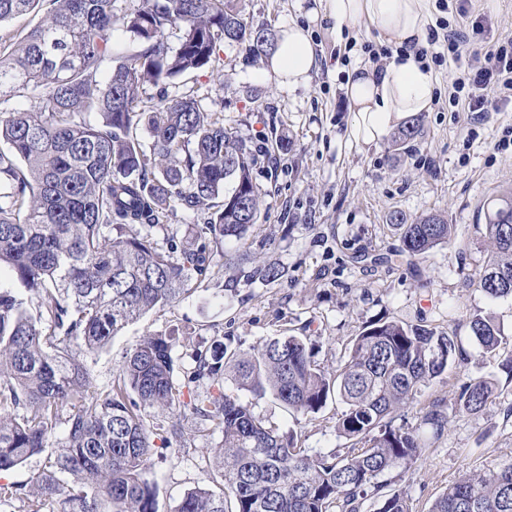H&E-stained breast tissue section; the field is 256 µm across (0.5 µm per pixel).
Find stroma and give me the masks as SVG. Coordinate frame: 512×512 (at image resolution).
<instances>
[{"mask_svg": "<svg viewBox=\"0 0 512 512\" xmlns=\"http://www.w3.org/2000/svg\"><path fill=\"white\" fill-rule=\"evenodd\" d=\"M244 8L253 26L276 34L293 22L309 27L318 65L308 84L288 88L269 73L266 58L225 45L215 72L178 80L168 95L215 101L225 126L257 150L258 220L245 246H224L225 255L242 248L251 260L237 265L226 263L225 255L215 258L205 289L127 326L94 355L92 366L98 381L107 382L144 336L172 332L181 336L175 354L185 370L193 367L196 348L228 336L249 346L292 331L308 337L318 363L333 370L373 321L396 319L456 333L461 356L427 390L448 414L443 436L432 439L418 409H410L406 422L426 438L428 449L411 467L384 476L390 488L408 493L416 512H427L463 472L512 459V385L499 369L512 354V299L490 301L469 281L493 249L484 204L512 189V148L498 146L503 129L512 127V109L477 116L449 111V82L477 63L466 52L433 68L441 97L423 117L422 138L402 146L389 136L375 145L358 143L351 136L345 84L364 61V44L381 46L379 31L360 22L336 32L323 0H244ZM282 137L289 141L284 150L276 147ZM395 211L411 219L442 213L455 226L454 238L426 257L385 262L399 244L389 222ZM267 263L282 268L278 282L250 278L253 266ZM487 314L507 339L492 354L479 352L469 330L474 316ZM186 332L192 341H183ZM477 377L501 382V395L479 413L457 412L456 391ZM343 409L332 400L315 416L297 420L273 400L256 406L281 430H293L302 446L325 453L347 444L336 430ZM182 427V437L155 442L163 454L155 465L158 512H174L185 491L211 486L218 477L206 449L219 434L196 432L188 417Z\"/></svg>", "mask_w": 512, "mask_h": 512, "instance_id": "stroma-1", "label": "stroma"}]
</instances>
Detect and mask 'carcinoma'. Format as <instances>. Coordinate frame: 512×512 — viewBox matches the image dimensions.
Returning a JSON list of instances; mask_svg holds the SVG:
<instances>
[{
	"label": "carcinoma",
	"instance_id": "obj_1",
	"mask_svg": "<svg viewBox=\"0 0 512 512\" xmlns=\"http://www.w3.org/2000/svg\"><path fill=\"white\" fill-rule=\"evenodd\" d=\"M37 8L38 27L0 34V267L19 284L0 289V474L52 452L29 482L0 483V502L19 500L25 512H157L154 438L164 429L180 437L181 417L191 415L198 431L221 435L207 449L219 481L185 492L174 512H361L369 496L376 512H414L407 493L380 477L426 452L403 424L407 409L420 406L424 424L443 435L448 416L424 392L462 354L454 334L373 323L331 372L304 336L246 349L219 342L195 350L182 383L171 336L144 337L105 387L76 360L196 292L190 284L207 276L215 248L242 243L257 223L251 146L204 100L146 103L145 86L212 68L225 42L258 57L275 37L253 27L242 0H137L132 8L128 0H0V24ZM117 21L133 43L118 58L109 38ZM19 95L29 108H8ZM422 134L417 116L394 143ZM179 210L204 216L181 240L170 232ZM389 221L399 230L395 255L405 258L429 254L454 229L440 213L411 221L395 211ZM484 223L494 251L478 287L492 300L512 298V192L487 204ZM252 275L272 284L283 271L265 264ZM470 330L486 353L505 340L489 315ZM204 376L210 386L185 396L186 383ZM228 377L252 399L270 397L305 418L342 401L336 430L347 445L302 447L226 394ZM498 389L495 380L465 382L457 409L477 413ZM150 410L169 426L149 419ZM428 512H512V461L464 472Z\"/></svg>",
	"mask_w": 512,
	"mask_h": 512
}]
</instances>
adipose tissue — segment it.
I'll return each mask as SVG.
<instances>
[{"label":"adipose tissue","mask_w":512,"mask_h":512,"mask_svg":"<svg viewBox=\"0 0 512 512\" xmlns=\"http://www.w3.org/2000/svg\"><path fill=\"white\" fill-rule=\"evenodd\" d=\"M325 12L336 28L366 21L382 38L404 47L383 70L357 68L349 76L346 94L353 112V135L366 144L381 141L409 116L430 111L436 84L421 69L411 45H423L429 23V0H327ZM316 64L307 28L293 23L283 29L269 56V69L282 83L297 87L308 82Z\"/></svg>","instance_id":"obj_1"}]
</instances>
